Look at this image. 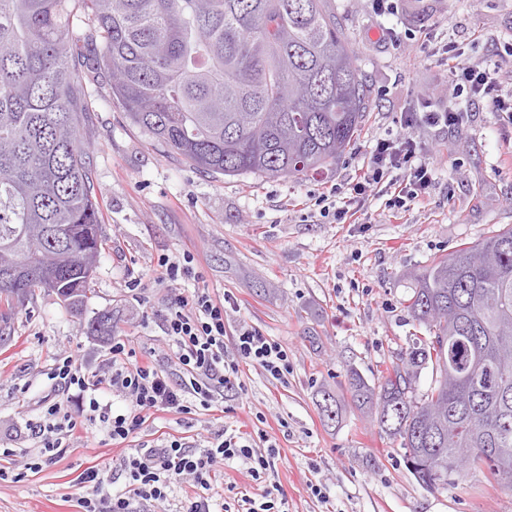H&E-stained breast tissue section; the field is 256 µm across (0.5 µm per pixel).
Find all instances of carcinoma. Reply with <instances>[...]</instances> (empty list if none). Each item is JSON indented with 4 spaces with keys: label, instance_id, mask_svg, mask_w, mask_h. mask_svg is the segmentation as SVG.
<instances>
[{
    "label": "carcinoma",
    "instance_id": "cac0c4a2",
    "mask_svg": "<svg viewBox=\"0 0 512 512\" xmlns=\"http://www.w3.org/2000/svg\"><path fill=\"white\" fill-rule=\"evenodd\" d=\"M74 42L86 67L109 73L131 124L215 176L318 174L372 107L329 0H0V273L17 272L30 298L75 293L65 307L77 315L106 237L79 148L89 92ZM408 309L427 336L374 384L349 368L346 395L322 393L323 416L371 414L430 492L465 470L511 491L512 226L433 260ZM88 334L112 336V316H93Z\"/></svg>",
    "mask_w": 512,
    "mask_h": 512
}]
</instances>
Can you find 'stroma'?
<instances>
[{
  "label": "stroma",
  "instance_id": "obj_1",
  "mask_svg": "<svg viewBox=\"0 0 512 512\" xmlns=\"http://www.w3.org/2000/svg\"><path fill=\"white\" fill-rule=\"evenodd\" d=\"M358 63L372 87L374 106L356 145L324 173L309 177L213 176L188 166L152 141L110 101V78H88L93 95L81 133L103 223L110 239L82 315L69 313L50 290L37 291L19 312L14 337L0 347V451L12 450L0 479V512H77V476L97 464L125 486L121 466L136 445H156L162 434L206 446L224 430L255 433L256 412L280 455L270 483L286 496L287 512H512V493L479 471L466 472L442 492L422 488L402 449L381 435L367 415L346 409L339 421L323 417L322 391L342 394L348 368L376 381L421 330L406 310L416 277L430 262L512 226V120L473 106L452 130L418 125L414 133L434 171V183L407 209L368 200L365 224H332L317 198L350 181L381 138L400 129L404 114L441 107L451 97L449 61L396 48L387 27L453 41L473 63L490 60L498 42L512 39V0H401L394 15L373 12L371 0H330ZM194 253L204 285L232 292L237 311L224 319L225 344L241 324L261 328L288 348L291 371L278 381L241 366L236 411L159 413L135 444L115 445L100 422L71 440L57 461L34 471L42 457L29 427L50 392L46 374L57 354L74 356L83 372H105L106 341L90 336V317L107 313L113 333L154 351L170 373L179 367L163 332L172 291L157 283L158 255ZM140 277V295L125 283ZM322 482L325 500L309 483ZM245 466L216 469V500L254 495Z\"/></svg>",
  "mask_w": 512,
  "mask_h": 512
}]
</instances>
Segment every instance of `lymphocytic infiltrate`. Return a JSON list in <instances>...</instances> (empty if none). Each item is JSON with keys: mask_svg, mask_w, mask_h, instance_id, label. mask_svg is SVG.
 Returning <instances> with one entry per match:
<instances>
[{"mask_svg": "<svg viewBox=\"0 0 512 512\" xmlns=\"http://www.w3.org/2000/svg\"><path fill=\"white\" fill-rule=\"evenodd\" d=\"M420 41L421 49L427 50L429 56L441 55L452 60L451 101L423 112L419 119L405 118L397 135L377 140L352 183L331 188V196L340 197L341 206L321 208V216L346 223L364 210L369 197L381 187L387 189L386 205L393 210L425 194L433 174L412 132L414 123L446 129L461 125L460 104L464 101L485 103L494 112H512V95L504 94L500 79L501 62L512 58V44L500 51L498 61L478 66L464 62L455 42L438 44L430 35L421 36ZM237 307L231 292L216 297L209 289L199 287L172 302L163 326L175 348L179 377H172L153 359L138 360L131 340L116 336L110 348V368L104 374L86 376L73 355L60 354L47 378L53 388L65 393L76 391L79 401L87 402L91 416L99 419L110 439L121 443L136 437L147 419L158 412L187 415L219 403L224 413H233L235 407L227 393L234 387L240 364L259 368L277 380L286 379L291 370L287 347L251 325L240 326L232 355H225L224 317ZM102 393L131 398V410L114 413L110 405L99 402ZM84 426L67 402L56 401L48 405L42 419L32 424L30 431L40 447L51 452L65 447L68 440L83 432ZM279 454L275 445L261 450L250 439L235 434L203 449L171 435L158 445L137 449L126 456L124 490L112 491L111 475L98 466L87 467L78 477L81 492L76 502L79 512H134L132 504L137 500L165 504L173 481L186 479L196 493L183 503L182 512H215L216 502L210 489L217 464L245 465L251 477L263 483Z\"/></svg>", "mask_w": 512, "mask_h": 512, "instance_id": "f902f5d3", "label": "lymphocytic infiltrate"}]
</instances>
